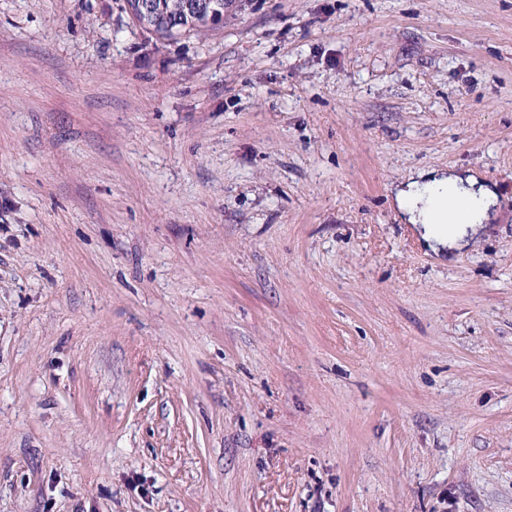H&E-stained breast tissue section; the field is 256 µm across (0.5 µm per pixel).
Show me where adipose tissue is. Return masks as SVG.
I'll list each match as a JSON object with an SVG mask.
<instances>
[{"instance_id":"obj_1","label":"adipose tissue","mask_w":512,"mask_h":512,"mask_svg":"<svg viewBox=\"0 0 512 512\" xmlns=\"http://www.w3.org/2000/svg\"><path fill=\"white\" fill-rule=\"evenodd\" d=\"M497 200L495 190L476 175L436 169L418 172L395 194L403 220L417 226L426 246L436 253L464 247Z\"/></svg>"}]
</instances>
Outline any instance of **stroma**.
<instances>
[{"label": "stroma", "mask_w": 512, "mask_h": 512, "mask_svg": "<svg viewBox=\"0 0 512 512\" xmlns=\"http://www.w3.org/2000/svg\"><path fill=\"white\" fill-rule=\"evenodd\" d=\"M121 4L0 0V512H512V0ZM198 0H152L153 13L140 25L158 38L171 40L187 33L216 30L201 18L194 5ZM406 185L407 189L396 191L397 209L402 219L416 227L425 245L435 253L467 245V238L482 229L481 221L498 200L496 191L474 174L461 176L448 172L447 175L436 169L423 170ZM425 190L427 195L424 196ZM441 200L447 203L446 208L439 211L437 205ZM463 202H470L472 210L468 217L459 219L456 208ZM439 224H449L451 228L442 230Z\"/></svg>", "instance_id": "stroma-1"}]
</instances>
